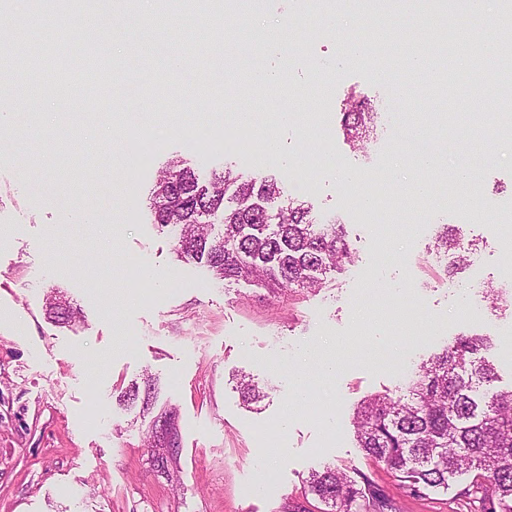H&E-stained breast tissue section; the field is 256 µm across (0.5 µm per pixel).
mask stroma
I'll list each match as a JSON object with an SVG mask.
<instances>
[{
    "mask_svg": "<svg viewBox=\"0 0 512 512\" xmlns=\"http://www.w3.org/2000/svg\"><path fill=\"white\" fill-rule=\"evenodd\" d=\"M15 3L0 26L14 28L29 68L54 73L49 50L62 25L72 47L98 53L109 79L65 101L50 91L20 97L0 126V512H321L305 480L327 465L366 473L402 512H456L450 492L403 497L358 447L353 416L462 334L491 337L496 387L512 388V252L499 244L512 217V143L490 165L478 139L494 126L503 84L465 106L476 73L460 65L454 92L398 98L395 73L431 30L419 0H400L369 28L353 2L332 33L308 0H266L259 15L239 0L220 21L197 0L177 20L191 44L140 23L125 0H95L104 23L133 24L131 53L95 39L82 16ZM284 22L296 34L280 48L284 82L251 91L244 76L265 58L257 36ZM359 38L361 56L338 62L342 43ZM360 97L394 120L371 125L355 147L341 110ZM285 109L291 122L278 117ZM417 135L442 161L431 198L414 194L420 174L399 148ZM144 139L160 149L141 156ZM245 140L247 153L236 148ZM173 161L203 177L228 166L274 178L319 220L344 225L353 263L321 289L273 298L179 259L150 200ZM463 164L484 204H457L449 175ZM372 178L396 223L364 220L358 200ZM445 224L484 261L482 285L463 298L449 296L434 260ZM53 291L80 309L74 324L47 319ZM311 348L336 359V377L318 372ZM243 372L270 389L251 411L236 388ZM148 374L156 409L176 411L170 477L142 446L152 414L119 401ZM261 432L283 455H268Z\"/></svg>",
    "mask_w": 512,
    "mask_h": 512,
    "instance_id": "obj_1",
    "label": "stroma"
}]
</instances>
